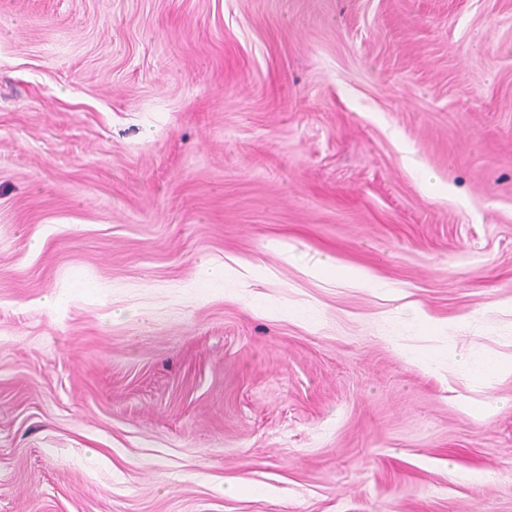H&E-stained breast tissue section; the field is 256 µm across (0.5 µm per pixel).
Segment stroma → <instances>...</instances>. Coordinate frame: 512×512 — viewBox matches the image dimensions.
I'll use <instances>...</instances> for the list:
<instances>
[{
    "instance_id": "1",
    "label": "stroma",
    "mask_w": 512,
    "mask_h": 512,
    "mask_svg": "<svg viewBox=\"0 0 512 512\" xmlns=\"http://www.w3.org/2000/svg\"><path fill=\"white\" fill-rule=\"evenodd\" d=\"M405 302L512 358V0H0V512H512ZM302 267L310 274L315 276H331L336 275V271L340 270L341 275L350 280H354L359 285L367 287L372 284V286L376 289H385L387 288L386 284L380 281H373L371 278L366 276L361 272L351 271L349 269H341L336 266L334 260L329 258H320L314 261H306L302 263ZM201 278L211 285L224 283V297L235 296L244 290L245 280L241 274L232 267L210 266L202 263L200 265ZM239 287V288H237Z\"/></svg>"
}]
</instances>
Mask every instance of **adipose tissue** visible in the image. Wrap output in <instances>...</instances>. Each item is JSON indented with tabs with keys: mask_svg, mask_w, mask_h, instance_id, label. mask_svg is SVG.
<instances>
[{
	"mask_svg": "<svg viewBox=\"0 0 512 512\" xmlns=\"http://www.w3.org/2000/svg\"><path fill=\"white\" fill-rule=\"evenodd\" d=\"M379 332L383 340L395 345L397 353L431 373L461 372L471 380L480 382L502 367L501 362L493 360L485 352L476 349L452 352L444 344L424 350L401 346L400 341L406 336L423 332H431L439 336L448 333L447 326L437 323L416 308L382 317L379 321Z\"/></svg>",
	"mask_w": 512,
	"mask_h": 512,
	"instance_id": "ef3b65f1",
	"label": "adipose tissue"
}]
</instances>
